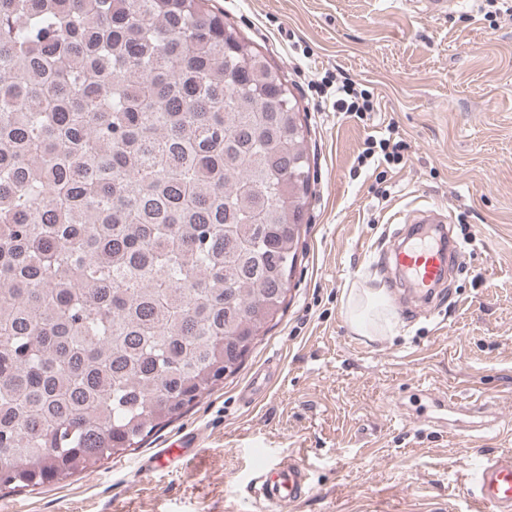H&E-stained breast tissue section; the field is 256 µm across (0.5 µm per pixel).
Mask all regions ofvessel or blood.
<instances>
[{
  "label": "vessel or blood",
  "instance_id": "1",
  "mask_svg": "<svg viewBox=\"0 0 512 512\" xmlns=\"http://www.w3.org/2000/svg\"><path fill=\"white\" fill-rule=\"evenodd\" d=\"M437 236L436 226L420 220L407 241L395 252L399 272L421 299L427 298L444 280L452 265L465 260L462 252L449 254L435 246L433 240ZM198 445L197 435L184 434L150 458L145 473L162 469L170 460L190 456ZM248 484L254 496L273 506L275 512H287L288 507L303 500L311 489L306 467L295 461L252 470ZM462 493L472 500L476 512H512V455H482L473 474L472 487L463 488Z\"/></svg>",
  "mask_w": 512,
  "mask_h": 512
}]
</instances>
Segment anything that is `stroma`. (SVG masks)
Instances as JSON below:
<instances>
[{
	"instance_id": "35a3bbf8",
	"label": "stroma",
	"mask_w": 512,
	"mask_h": 512,
	"mask_svg": "<svg viewBox=\"0 0 512 512\" xmlns=\"http://www.w3.org/2000/svg\"><path fill=\"white\" fill-rule=\"evenodd\" d=\"M280 67L308 130L310 205L288 306L211 395L141 448L66 483L0 492L9 512H265L250 470L293 460L312 489L291 512H471L458 488L476 455L512 453V14L454 0H211ZM343 73L369 119L319 109L313 84ZM410 145L384 172L358 166L373 131ZM386 189V198L377 190ZM430 209L464 243L431 306L398 299L389 245ZM383 289L394 335L349 327L343 291ZM272 383L241 396L258 370ZM196 432L194 457L140 466Z\"/></svg>"
}]
</instances>
